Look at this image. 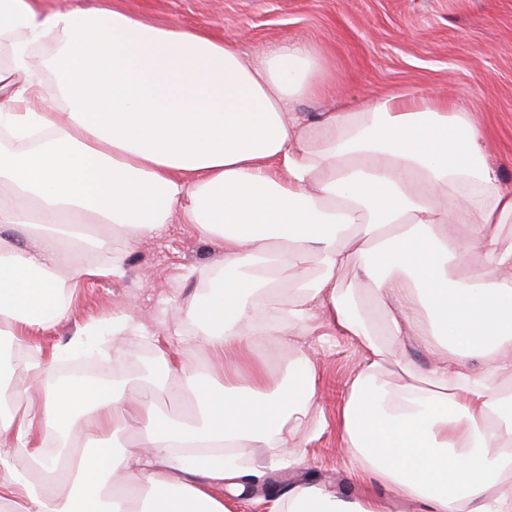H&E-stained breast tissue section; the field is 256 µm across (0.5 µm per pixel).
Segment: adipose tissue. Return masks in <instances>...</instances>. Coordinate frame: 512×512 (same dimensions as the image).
Instances as JSON below:
<instances>
[{"mask_svg": "<svg viewBox=\"0 0 512 512\" xmlns=\"http://www.w3.org/2000/svg\"><path fill=\"white\" fill-rule=\"evenodd\" d=\"M0 337L33 334L65 315L79 282L96 276L72 246L104 247L160 233L173 215L224 248V264L186 315L201 327L204 368L160 355L145 378L177 392V416L36 364L40 399L22 419L0 413V512H230L214 483L243 495L241 449L272 448L301 463L294 438L317 411L308 359L280 383L256 349L330 325L362 357L342 411L344 454L423 512H512V186L490 161L470 112L430 100L379 99L307 118L327 66L313 45L283 40L257 60L177 23L112 8L44 11L0 0ZM40 59L57 94L32 69ZM387 255L391 270L374 263ZM314 256L317 273L300 263ZM379 297L389 335L434 349L426 372L389 358L353 288ZM477 355L480 369L465 358ZM135 447H98L126 430ZM59 445L47 453L41 437ZM24 449L29 466L13 464ZM268 512H385L296 484Z\"/></svg>", "mask_w": 512, "mask_h": 512, "instance_id": "1", "label": "adipose tissue"}]
</instances>
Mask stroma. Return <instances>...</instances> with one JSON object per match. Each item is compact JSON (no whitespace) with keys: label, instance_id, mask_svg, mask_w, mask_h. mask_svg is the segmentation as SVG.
<instances>
[{"label":"stroma","instance_id":"35a3bbf8","mask_svg":"<svg viewBox=\"0 0 512 512\" xmlns=\"http://www.w3.org/2000/svg\"><path fill=\"white\" fill-rule=\"evenodd\" d=\"M114 8L154 23L178 22L235 43L249 57L285 40L312 44L327 60L332 97L360 107L398 93L431 96L472 112L486 131L501 179L512 184V0H111ZM331 99L302 101L295 111L326 110ZM109 252L121 255L123 272L83 280L66 316L40 332L42 358L65 349L86 325H106L134 311L145 335L127 334L119 344L99 339L88 353L116 354L122 375H138L159 351L179 353L188 367L201 365L204 338L184 311L201 295L224 258L216 242L173 219L161 233L128 244L112 236ZM291 347L314 361L323 426H303L305 451L293 470H273L269 448L248 449L259 474L251 497L233 512H266V483L283 490L309 480L347 498L371 495L387 512H421L417 503L393 497L378 479L353 475L341 453L340 418L350 377L360 358L357 344L330 328L294 336Z\"/></svg>","mask_w":512,"mask_h":512}]
</instances>
